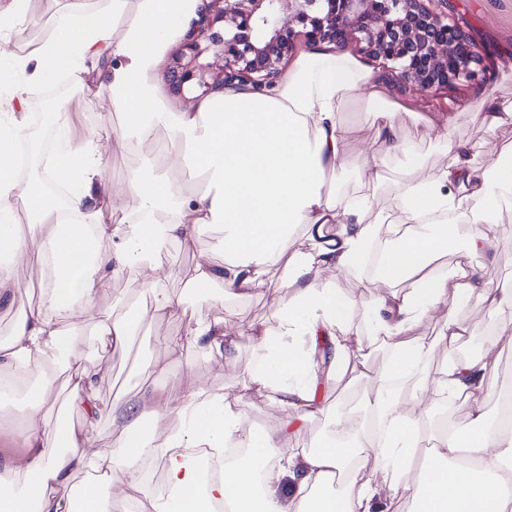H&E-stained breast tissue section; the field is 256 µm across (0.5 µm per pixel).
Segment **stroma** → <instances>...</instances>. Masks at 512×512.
Here are the masks:
<instances>
[{
	"instance_id": "obj_1",
	"label": "stroma",
	"mask_w": 512,
	"mask_h": 512,
	"mask_svg": "<svg viewBox=\"0 0 512 512\" xmlns=\"http://www.w3.org/2000/svg\"><path fill=\"white\" fill-rule=\"evenodd\" d=\"M9 2L0 0V36L8 38L15 51L25 53L61 17L66 0H31V10L38 22L22 29L13 27L9 18L2 15ZM429 6L449 21L461 23L480 50L493 51V62L484 80L459 78L448 85L419 93L405 88L398 80L387 79L382 65L361 54L357 46L346 47L344 53L373 72L382 96L397 111L406 141L424 155L427 165L440 166L450 161V153L435 141L433 134L434 128L448 127L455 139L468 143L474 166L482 169L491 167L492 152L512 147V123L492 131L486 130L472 107L481 98L491 96L502 108L512 110V0H430ZM181 49V42H174L162 59L160 93L172 106L190 110L205 101L207 94L194 81L180 88L172 84L168 73ZM51 88V82L32 86L21 78L13 83H0V101L9 103L15 111L31 116L37 112ZM58 102L69 114L73 140L80 141L90 135L97 138L103 151V177L106 182L129 181L147 159L165 165L166 159L161 152L165 139L163 133L132 143L124 150L114 148V129L119 120L107 118L108 101L105 92L99 88L98 79L89 80L81 88L65 86ZM341 119L346 128L343 165L328 178L330 187L336 189L344 185L355 186L358 173L355 162L359 155L370 156L377 150L368 113L350 106L342 113ZM490 237L489 246L477 257L476 262L500 285L512 286V207L500 210ZM220 239L219 228L205 226L200 230L196 250L168 245L160 257L161 286L172 297L181 300L183 311L178 315L160 314L143 321L125 348L102 347L84 318L77 314L72 316V324L79 327L83 334L84 361L100 367L109 375L108 381L98 391L102 412L92 429L97 447H110L124 426L122 420L112 415L114 402L140 397L143 381L151 375L149 362L162 358L166 342L185 335L190 325L220 318L227 328L240 332L253 324L276 327L275 313L284 295L280 280L283 262H276L264 284L245 297L222 298L220 288L216 287L212 289L210 298L206 299L193 287L192 279L201 259L223 262ZM39 279L38 266L25 264L18 268V289L13 305L7 311L0 309V339L8 337L16 319L37 304ZM149 302L150 296L142 286L138 269L134 267L113 280L110 290L98 299L102 310L118 317L131 315L139 306ZM455 315L471 325L470 336L459 344L460 350L466 351L468 356L474 357L480 353L482 341L488 333L496 330L501 333L498 365L493 374L492 387L486 392L484 401L486 415H494L498 394L512 388V330L501 331V318L481 310L474 303L456 309ZM345 341L359 359L369 364L370 372L362 378L347 375L321 385L318 394L325 410L311 417L304 418L300 413L286 411L264 391L245 389V379L259 362L260 352L242 334L225 351L224 362L220 365L215 363L207 349L196 346L185 348L181 360L171 366L167 378L159 380L158 385L163 390L174 391L182 385L194 383L210 393H242L243 409L248 415L247 426L252 432L272 433L284 429L288 431L293 447L306 448L315 435L327 430L332 418L361 401L386 361V349L369 338L363 316H356L352 331Z\"/></svg>"
}]
</instances>
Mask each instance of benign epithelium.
<instances>
[{"label": "benign epithelium", "mask_w": 512, "mask_h": 512, "mask_svg": "<svg viewBox=\"0 0 512 512\" xmlns=\"http://www.w3.org/2000/svg\"><path fill=\"white\" fill-rule=\"evenodd\" d=\"M426 2L209 0L179 53L187 62L172 78L179 87L196 80L207 93L270 84L300 33L311 46L328 43L341 49L353 42L419 92L462 76H485L469 34Z\"/></svg>", "instance_id": "1"}]
</instances>
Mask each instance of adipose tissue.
Masks as SVG:
<instances>
[{"instance_id": "ef3b65f1", "label": "adipose tissue", "mask_w": 512, "mask_h": 512, "mask_svg": "<svg viewBox=\"0 0 512 512\" xmlns=\"http://www.w3.org/2000/svg\"><path fill=\"white\" fill-rule=\"evenodd\" d=\"M207 0H68L47 36L27 55L0 41V78L17 71L40 83L63 75L83 86L97 74L113 113L121 118L115 139L127 143L164 131L172 161L165 171L145 167L119 187L129 200L125 221L114 224L96 203L111 190L102 177L103 154L94 138H69V117L58 109L54 126L63 147L41 177L21 178L17 146L25 121L11 112L0 121V302L14 297L18 266L36 263L40 300L17 320L0 360L15 378L38 372L40 383L26 396V420L14 435L21 451L8 455L9 470L22 484L0 477V512H102L99 487L86 488L73 506L61 492L74 474L98 472L140 491L144 459L164 462V480L176 494L172 512H206L222 502L230 512H379L386 495L401 494L410 512H512V431L490 425L478 396L496 367L495 339L476 358H449L439 378L416 376L433 344L451 348L467 333L453 311L469 303L500 313L512 311V288L495 283L471 263L486 249L488 226L502 204L512 201V154L500 153L491 171L475 168L466 143L444 130L440 142L451 152L446 165L424 169L399 184L392 212L372 214L368 194L331 190L327 177L341 165L347 104L363 99L381 154L409 165L418 160L401 138L396 112L374 87L371 74L347 56L320 54L303 59L279 83L244 92L232 88L193 110L171 107L159 87V65L173 37L185 35ZM75 184L66 208L54 206L44 180ZM27 222H20V215ZM205 224L221 225L223 266L199 264L193 281L221 285L225 294L261 284L280 255H287L282 284L292 295L276 313L278 326L259 324L248 334L262 354L246 388L269 391L284 407L314 415L320 378L354 374L367 366L342 342L363 311L374 340L391 354L373 390L363 399L367 414L384 420L385 445L359 439L355 414L336 416L312 449L290 447L285 434L256 435L245 429L238 395L209 393L192 385L145 416L125 401L117 413L127 422L112 447L97 448L89 432L56 431L62 451L45 452V408L57 368L71 372L68 409L94 422L97 392L106 375L81 360L79 332L62 322L81 310L108 347H124L127 319L99 311L95 301L127 268L140 267L152 313H178L182 303L157 285L158 256L171 243L191 249ZM306 225L305 245L289 251L296 225ZM460 246L464 263L448 273L433 263ZM94 266H87V257ZM372 265L382 289L363 308L336 288L318 285L323 270L355 271ZM437 318L436 340L409 338L421 320ZM331 337L330 349L318 337ZM228 333L220 319L191 325L171 340L165 362L153 363L166 376L169 362L187 346L222 358ZM411 384V397L399 386ZM470 409L468 433L438 440L427 449L416 480H408L414 451L422 447L420 425L430 417L428 399ZM183 430L164 442L152 431L169 417ZM424 447V446H423ZM193 448H245L248 456L225 464L219 479L207 480L191 458Z\"/></svg>"}]
</instances>
